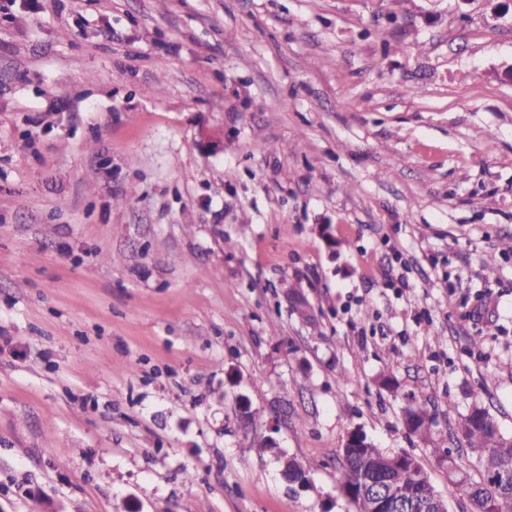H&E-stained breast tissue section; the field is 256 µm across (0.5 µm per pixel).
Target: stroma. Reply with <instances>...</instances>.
<instances>
[{"label": "stroma", "mask_w": 512, "mask_h": 512, "mask_svg": "<svg viewBox=\"0 0 512 512\" xmlns=\"http://www.w3.org/2000/svg\"><path fill=\"white\" fill-rule=\"evenodd\" d=\"M511 68L512 0H0V512H355L357 427L466 512L458 422L512 438ZM404 425L409 435L427 442L431 439L437 423L427 403L414 400L413 408L405 416Z\"/></svg>", "instance_id": "35a3bbf8"}]
</instances>
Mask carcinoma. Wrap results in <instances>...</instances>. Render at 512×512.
Instances as JSON below:
<instances>
[{"label":"carcinoma","instance_id":"1","mask_svg":"<svg viewBox=\"0 0 512 512\" xmlns=\"http://www.w3.org/2000/svg\"><path fill=\"white\" fill-rule=\"evenodd\" d=\"M404 425L409 435L426 442L431 439L437 423L427 403L416 400L405 416ZM457 430L466 446L477 453L483 469L481 480L464 476L458 482L471 512H512V439L500 435L496 424L486 421L478 408L462 418ZM342 457L340 485L345 493L351 495L356 512H362L358 496L360 488L371 482L384 480L389 486L411 496L426 492L430 483L416 458L395 462L391 460V454L367 439L355 447H343ZM316 467L314 461L288 460L285 463L288 487L304 483L310 470Z\"/></svg>","mask_w":512,"mask_h":512}]
</instances>
